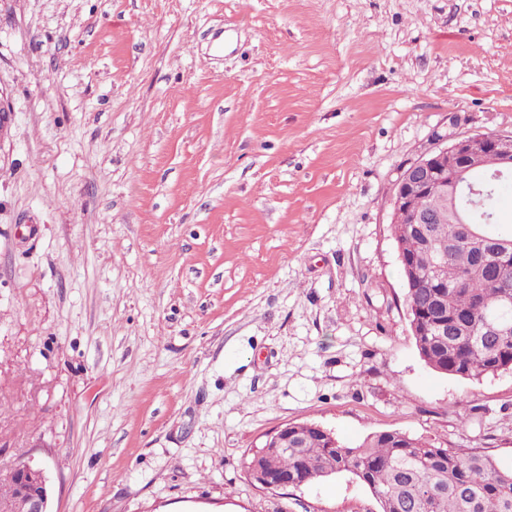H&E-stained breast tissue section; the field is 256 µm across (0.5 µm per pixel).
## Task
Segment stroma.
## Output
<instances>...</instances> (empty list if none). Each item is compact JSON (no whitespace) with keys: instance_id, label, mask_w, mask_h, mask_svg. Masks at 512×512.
Returning a JSON list of instances; mask_svg holds the SVG:
<instances>
[{"instance_id":"obj_1","label":"stroma","mask_w":512,"mask_h":512,"mask_svg":"<svg viewBox=\"0 0 512 512\" xmlns=\"http://www.w3.org/2000/svg\"><path fill=\"white\" fill-rule=\"evenodd\" d=\"M0 472L53 512H379L269 492L284 424L512 467V370L421 360L390 203L512 134V0H0ZM48 470L47 462L32 464L24 461L6 475H1V483L10 488L19 512H53L50 509Z\"/></svg>"}]
</instances>
